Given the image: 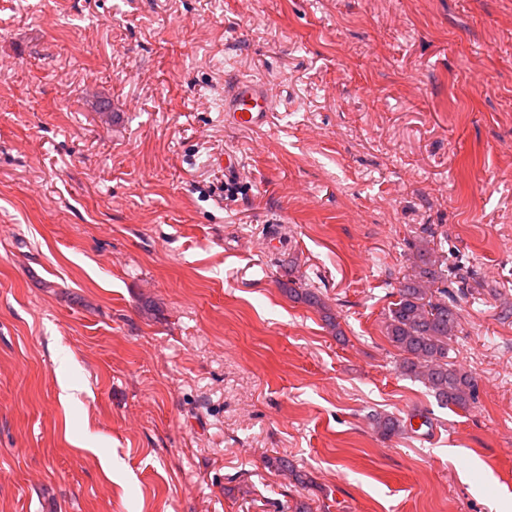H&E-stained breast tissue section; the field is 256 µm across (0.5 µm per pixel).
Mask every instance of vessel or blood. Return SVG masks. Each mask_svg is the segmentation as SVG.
I'll use <instances>...</instances> for the list:
<instances>
[{
  "instance_id": "obj_1",
  "label": "vessel or blood",
  "mask_w": 512,
  "mask_h": 512,
  "mask_svg": "<svg viewBox=\"0 0 512 512\" xmlns=\"http://www.w3.org/2000/svg\"><path fill=\"white\" fill-rule=\"evenodd\" d=\"M274 100L267 89L248 79L235 82L224 97V124L237 130H257L268 123Z\"/></svg>"
}]
</instances>
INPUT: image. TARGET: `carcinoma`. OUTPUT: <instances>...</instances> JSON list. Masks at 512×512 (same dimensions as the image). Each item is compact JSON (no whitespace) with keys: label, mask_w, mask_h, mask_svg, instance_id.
<instances>
[{"label":"carcinoma","mask_w":512,"mask_h":512,"mask_svg":"<svg viewBox=\"0 0 512 512\" xmlns=\"http://www.w3.org/2000/svg\"><path fill=\"white\" fill-rule=\"evenodd\" d=\"M448 274L442 257L425 245L414 246L413 274L404 279L398 299L385 321L388 341L399 352L397 368L422 382L437 402L465 409L476 400L477 381L448 363V340L461 328V302L469 291L468 272L461 269L445 285ZM290 296L320 311L325 305L311 288H297L288 280ZM379 436L389 439L405 432L404 421L391 414L373 416Z\"/></svg>","instance_id":"cac0c4a2"}]
</instances>
